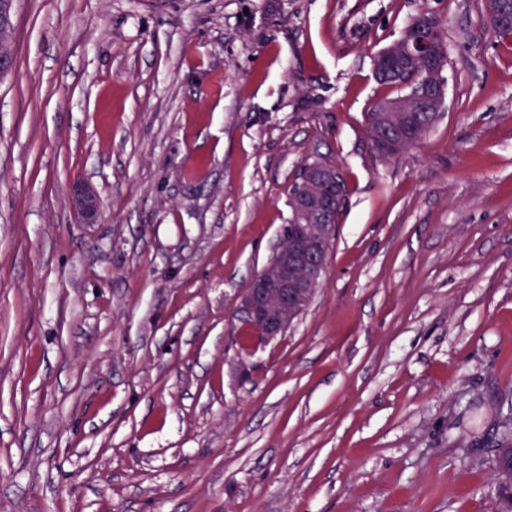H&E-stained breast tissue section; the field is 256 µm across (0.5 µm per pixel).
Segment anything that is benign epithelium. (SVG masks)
Listing matches in <instances>:
<instances>
[{"mask_svg":"<svg viewBox=\"0 0 512 512\" xmlns=\"http://www.w3.org/2000/svg\"><path fill=\"white\" fill-rule=\"evenodd\" d=\"M15 2L0 0V78L17 71L19 67L14 50ZM486 14L495 27L507 23L512 26V0H485ZM407 53L428 63L426 82L434 86V109L442 111L446 102L444 79V50L438 43L407 39L402 32ZM404 103L387 104L375 117L378 128L386 132L385 144H394L398 135V113L406 112ZM300 182L309 192L296 203L295 209L316 215L322 224L320 234L312 235L313 225L291 224V240H277L273 253L277 263L257 273L249 288L240 295L237 313L245 326L254 332L252 340L265 345L282 336L288 327L309 306L323 283L329 260V247L335 240L336 225L331 215L342 202L338 171L328 166L303 168ZM72 202L85 223L97 222L100 203L93 188L76 181L71 187Z\"/></svg>","mask_w":512,"mask_h":512,"instance_id":"1","label":"benign epithelium"}]
</instances>
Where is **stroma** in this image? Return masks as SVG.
Listing matches in <instances>:
<instances>
[{"label": "stroma", "instance_id": "obj_1", "mask_svg": "<svg viewBox=\"0 0 512 512\" xmlns=\"http://www.w3.org/2000/svg\"><path fill=\"white\" fill-rule=\"evenodd\" d=\"M17 0L0 80V512H490L512 395V38L485 0ZM446 110L384 159L374 55L416 14ZM324 284L233 364L303 165ZM89 183L97 223L69 191Z\"/></svg>", "mask_w": 512, "mask_h": 512}]
</instances>
